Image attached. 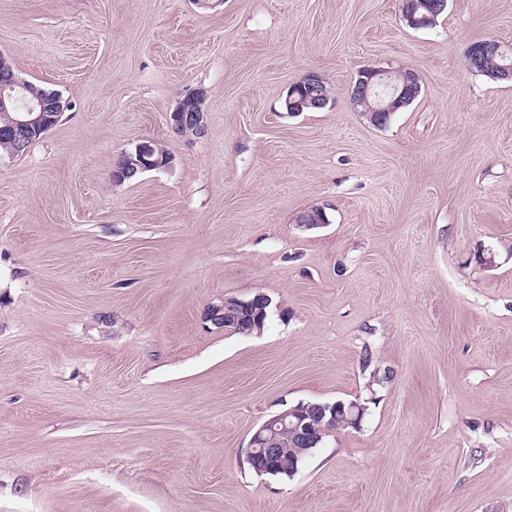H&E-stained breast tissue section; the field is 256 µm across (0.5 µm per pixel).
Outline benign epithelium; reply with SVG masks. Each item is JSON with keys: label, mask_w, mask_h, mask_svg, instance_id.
Here are the masks:
<instances>
[{"label": "benign epithelium", "mask_w": 512, "mask_h": 512, "mask_svg": "<svg viewBox=\"0 0 512 512\" xmlns=\"http://www.w3.org/2000/svg\"><path fill=\"white\" fill-rule=\"evenodd\" d=\"M420 0H403L402 18L413 29L426 28L435 23V16L418 14ZM420 93L417 76L401 68L366 67L358 71L357 80L352 83L349 99L352 106L363 112L374 126L387 123L390 115L412 103ZM297 90L292 88L285 98L286 107L294 113L306 107L325 106L322 98L299 97L293 100ZM203 93L192 92L186 98L182 109L172 114V118L184 128L192 129L196 137L204 136L206 124L202 109ZM13 112L6 126L7 134L20 151L28 149L33 135L51 126L50 108L47 99L30 92L28 83L20 80L7 59L0 55V112ZM155 149L150 144L136 148V158L127 167V174L134 177L154 169L161 161L153 159ZM329 405L310 403L306 409L290 408L265 421L252 435L247 448V461L261 459L273 462L280 458L282 449L274 447V434L282 428L288 429L295 445L296 454H303L317 443L318 432L313 426L316 418L324 416ZM335 416L331 421L339 423L344 419L357 427L361 424L366 407L358 401L342 403L333 408Z\"/></svg>", "instance_id": "1"}]
</instances>
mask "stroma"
I'll use <instances>...</instances> for the list:
<instances>
[{
    "label": "stroma",
    "instance_id": "obj_1",
    "mask_svg": "<svg viewBox=\"0 0 512 512\" xmlns=\"http://www.w3.org/2000/svg\"><path fill=\"white\" fill-rule=\"evenodd\" d=\"M400 6L0 0V54L64 102L0 155V512H512V83L465 61L512 0ZM379 66L421 84L382 128L349 99ZM308 74L332 99L288 115ZM144 142L166 162L114 182ZM258 293L257 332L211 321ZM338 399L358 429L251 470L269 416ZM422 3L418 0H403L402 4V18L407 26L413 29L426 28L435 23V14L447 7L446 0H438L436 8L432 11L434 15H418ZM203 93L200 91L192 92L186 98L182 109L179 112H173L171 118L176 119L179 125L184 128H191L195 137H202L206 132L204 120V111L202 109Z\"/></svg>",
    "mask_w": 512,
    "mask_h": 512
}]
</instances>
